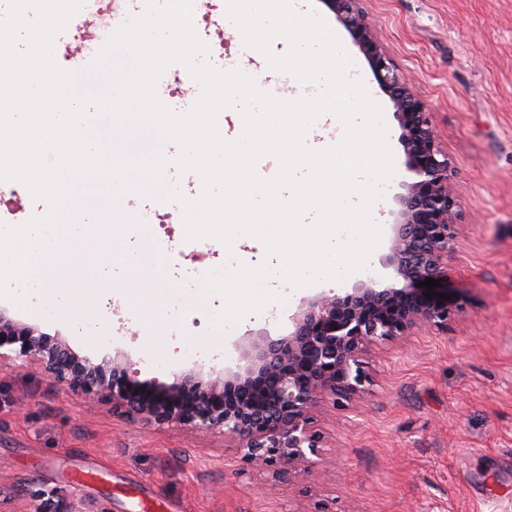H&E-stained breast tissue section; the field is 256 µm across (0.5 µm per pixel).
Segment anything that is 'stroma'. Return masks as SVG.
<instances>
[{"label": "stroma", "instance_id": "stroma-1", "mask_svg": "<svg viewBox=\"0 0 512 512\" xmlns=\"http://www.w3.org/2000/svg\"><path fill=\"white\" fill-rule=\"evenodd\" d=\"M368 22L414 92L430 107L439 145L455 171L460 202L456 242L448 254V294L457 311L447 330L425 326L370 346L363 391L323 399L316 426L324 448L308 474L287 466L247 464L220 433H190L113 410L73 394L37 365L0 362V512H512V0H362ZM327 21L361 79L381 105L395 174L372 217L388 227L409 174L389 98L350 34L323 0H296ZM226 69L260 74L274 98L314 96L318 87L269 67L224 22ZM168 219L146 238L147 213ZM112 227L90 276V301L38 281L29 299L0 298L19 321L65 339L81 355L122 349L143 382L176 373L238 369L240 342L287 335L301 298L292 289L275 319L251 313L214 327L225 307L200 297L204 276L226 254L256 267L264 246L239 239L187 240L181 207L127 193L111 208L84 210L82 243ZM152 241L149 283L129 280L128 262Z\"/></svg>", "mask_w": 512, "mask_h": 512}]
</instances>
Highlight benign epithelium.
<instances>
[{
    "mask_svg": "<svg viewBox=\"0 0 512 512\" xmlns=\"http://www.w3.org/2000/svg\"><path fill=\"white\" fill-rule=\"evenodd\" d=\"M323 2L363 53L401 129L412 181L398 196L386 266L409 287L370 279L344 293L330 289L303 298L288 335L247 341L245 367L183 371L170 384L137 380L125 352L80 356L66 340L2 310L0 361L32 362L69 390L110 401L115 410L159 425L218 431L238 441L247 462L306 474L321 443L312 412L328 394L346 399L360 391L368 379L361 360L366 347L399 340L418 326L448 329L453 305L415 288L427 278L443 282L447 276L459 208L448 154L438 145L427 103L380 43L360 0Z\"/></svg>",
    "mask_w": 512,
    "mask_h": 512,
    "instance_id": "obj_1",
    "label": "benign epithelium"
}]
</instances>
